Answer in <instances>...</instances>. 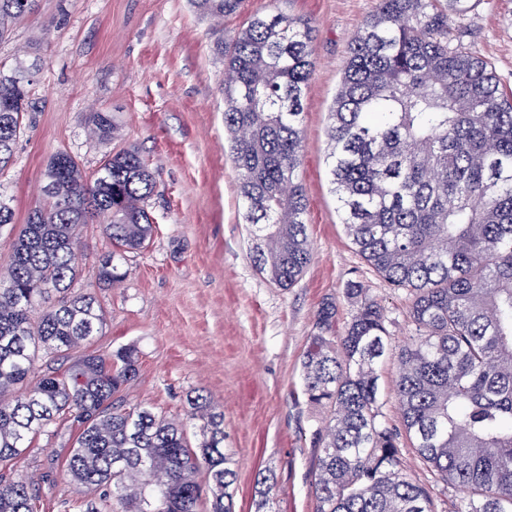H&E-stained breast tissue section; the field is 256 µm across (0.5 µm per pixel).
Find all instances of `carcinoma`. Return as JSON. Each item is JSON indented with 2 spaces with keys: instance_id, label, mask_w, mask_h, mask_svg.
Wrapping results in <instances>:
<instances>
[{
  "instance_id": "obj_1",
  "label": "carcinoma",
  "mask_w": 512,
  "mask_h": 512,
  "mask_svg": "<svg viewBox=\"0 0 512 512\" xmlns=\"http://www.w3.org/2000/svg\"><path fill=\"white\" fill-rule=\"evenodd\" d=\"M37 2L0 0V39ZM192 2L211 20L244 5ZM463 11L464 0H377L351 40L329 112L324 161L340 223L377 273L412 296L414 335L394 345L382 306L358 282L348 288L355 310L344 335H333L336 305L320 307L301 360L304 395L329 413L315 441L314 512H432L429 492L399 470V433L379 398L378 367L392 357L412 447L466 491L455 512H512V101L487 62L449 35L451 15ZM312 42L309 21L276 9L216 45L251 259L280 288L312 258L300 177ZM37 71L26 57L0 65V171L33 108ZM90 125L99 141L118 137L110 112L93 113ZM153 192L134 146L106 155L90 176L66 151L47 164L42 197L0 270V512H38L32 484L7 465L68 418L79 430L67 472L99 505L72 500L66 512H232L224 411L208 396L187 395L179 422L124 407L115 395L137 373L132 345L54 367L103 325L95 295L74 288L88 255L76 229L102 226L111 250L98 259V282L120 283L128 254L154 235Z\"/></svg>"
}]
</instances>
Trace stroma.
Segmentation results:
<instances>
[{
  "label": "stroma",
  "mask_w": 512,
  "mask_h": 512,
  "mask_svg": "<svg viewBox=\"0 0 512 512\" xmlns=\"http://www.w3.org/2000/svg\"><path fill=\"white\" fill-rule=\"evenodd\" d=\"M375 6L246 0L217 27L190 0H39L37 12L0 40V62L21 49L41 64L24 133L0 173V193L11 197L18 221L39 200L53 154L68 151L88 173L108 154L111 145L88 135L95 112L115 116V144L136 146L155 180L148 208L158 231L130 255L122 283L99 287L106 242L100 225L79 227L89 255L77 283L96 296L105 324L58 365L136 346L137 375L120 397L172 421L182 420L188 392L203 391L224 411V450L237 473L234 512H258L267 482L274 486L269 512H313L314 436L327 415L303 393L301 356L318 331L322 304L335 303V333L343 335L353 310L347 288L358 282L382 305L396 344L414 330L405 291L379 277L346 235L324 164L328 112L350 41ZM276 7L311 23L316 62L305 93L301 167L313 259L290 288L269 283L250 257L237 172L224 148V65L215 52L249 15ZM450 26L511 95L512 0H466ZM76 432L73 421L60 422L14 467L32 479L40 512H63V501L87 496L65 467ZM399 451L404 473L429 490L433 512H452L461 491L443 482L407 437Z\"/></svg>",
  "instance_id": "stroma-1"
}]
</instances>
